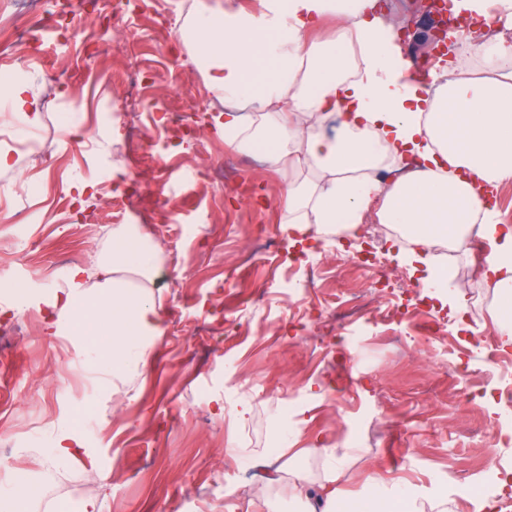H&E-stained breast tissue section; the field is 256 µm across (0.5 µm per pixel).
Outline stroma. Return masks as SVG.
<instances>
[{"label": "stroma", "mask_w": 512, "mask_h": 512, "mask_svg": "<svg viewBox=\"0 0 512 512\" xmlns=\"http://www.w3.org/2000/svg\"><path fill=\"white\" fill-rule=\"evenodd\" d=\"M229 1L244 6L95 0L82 11L75 0H0V87L23 78L41 114L27 130L42 148H19L22 120L0 116V153L14 162L0 169V307L11 302L7 283L22 278L31 302L25 340L0 337V470L28 490L20 503L0 494V512H78L86 500L100 512H247L261 490L263 512H303L284 485L265 487L257 459L318 479L322 438L357 452L340 481L347 501L378 493L398 512L413 498L458 499L449 471L482 465L498 480L512 469V446L482 438L490 424L512 438L498 400L512 363L490 364L473 345L495 329L472 250L451 259L467 301L461 317L421 287L423 269L397 262L394 237L290 245L279 175L215 130L222 103L182 39L198 13ZM22 9L44 24L19 58L10 18ZM130 72L142 88L114 99L111 77ZM171 109L183 117L167 135L157 117ZM77 179L95 186L80 204ZM27 185L29 220L17 224ZM134 211L164 243L162 335L144 377L116 399L78 349L39 333V310L65 282L57 261L69 245L89 266ZM260 231L277 251L237 268ZM364 248L378 259L356 266ZM310 276L314 288L288 292V281ZM452 361L468 366L466 380L449 383ZM282 422L300 423L295 440L278 432ZM69 427L82 442L77 464L51 454ZM294 446L309 456L293 457ZM368 464L379 485L365 483Z\"/></svg>", "instance_id": "stroma-1"}]
</instances>
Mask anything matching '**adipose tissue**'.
I'll list each match as a JSON object with an SVG mask.
<instances>
[{
	"label": "adipose tissue",
	"instance_id": "adipose-tissue-1",
	"mask_svg": "<svg viewBox=\"0 0 512 512\" xmlns=\"http://www.w3.org/2000/svg\"><path fill=\"white\" fill-rule=\"evenodd\" d=\"M374 9V0H262L255 14L197 17L184 37L224 102L214 125L238 149L264 148L302 236L354 233L376 213L411 239L405 259L423 266L424 287L442 289L456 272L434 262L433 244L488 240L494 321L512 345V226L485 205L490 190L512 184V39L475 28L455 62L410 80L395 32ZM451 10L512 30V0H451ZM325 19L333 37L308 41ZM162 257L138 225L113 226L111 247L71 269L46 303L42 333L67 338L112 378L142 375L161 334ZM319 454L322 492L299 472L288 492L306 512H340L337 482L354 451Z\"/></svg>",
	"mask_w": 512,
	"mask_h": 512
}]
</instances>
